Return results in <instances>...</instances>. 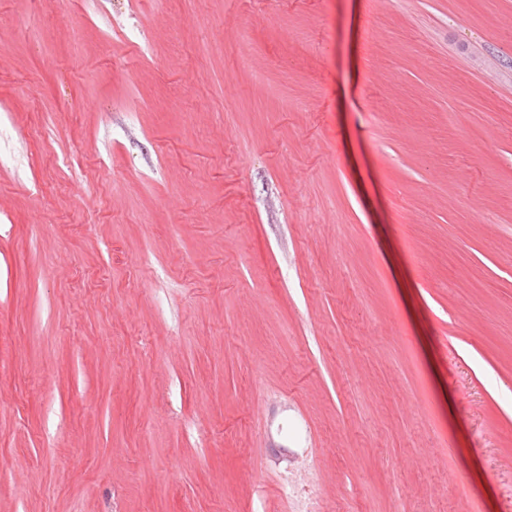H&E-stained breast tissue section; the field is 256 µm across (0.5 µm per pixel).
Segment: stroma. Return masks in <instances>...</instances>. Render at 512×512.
<instances>
[{
  "label": "stroma",
  "mask_w": 512,
  "mask_h": 512,
  "mask_svg": "<svg viewBox=\"0 0 512 512\" xmlns=\"http://www.w3.org/2000/svg\"><path fill=\"white\" fill-rule=\"evenodd\" d=\"M302 457L512 512V0H0V512Z\"/></svg>",
  "instance_id": "35a3bbf8"
}]
</instances>
